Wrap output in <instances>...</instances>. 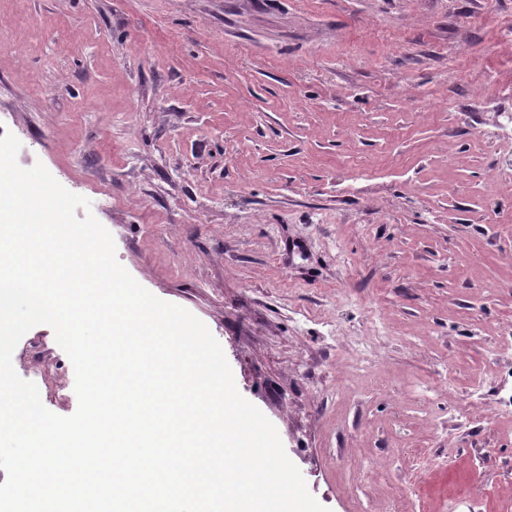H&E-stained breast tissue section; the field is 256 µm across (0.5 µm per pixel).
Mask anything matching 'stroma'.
<instances>
[{"label":"stroma","instance_id":"obj_1","mask_svg":"<svg viewBox=\"0 0 512 512\" xmlns=\"http://www.w3.org/2000/svg\"><path fill=\"white\" fill-rule=\"evenodd\" d=\"M6 132L328 512H382L384 466L412 512H512V0H0ZM12 362L75 412L50 326Z\"/></svg>","mask_w":512,"mask_h":512}]
</instances>
